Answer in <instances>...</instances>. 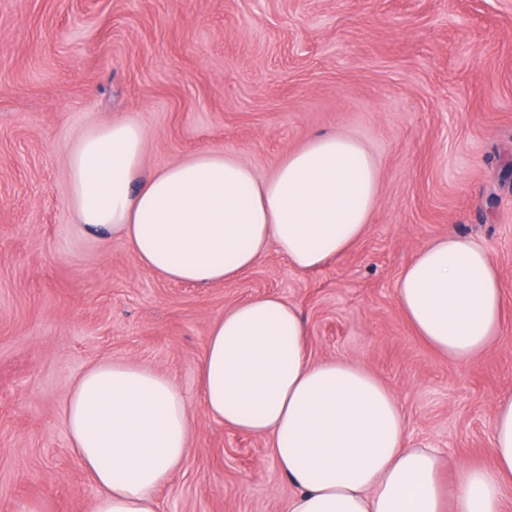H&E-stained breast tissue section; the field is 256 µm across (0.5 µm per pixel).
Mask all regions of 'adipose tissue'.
I'll return each instance as SVG.
<instances>
[{"mask_svg": "<svg viewBox=\"0 0 512 512\" xmlns=\"http://www.w3.org/2000/svg\"><path fill=\"white\" fill-rule=\"evenodd\" d=\"M144 129L133 121L86 131L70 148L78 223L124 240L173 283L236 279L268 251L319 269L349 251L373 220L374 159L356 140L319 135L259 177L207 150L142 176ZM399 308L438 353L469 364L502 331L500 270L488 247L451 233L422 246L397 283ZM297 310L257 296L212 324L200 362L207 417L267 438L298 492L286 512H501L512 491V395L497 403L489 460L460 463L409 446L393 393L360 364L311 360ZM62 420L97 489L90 512H157V492L183 464L189 402L159 371L103 361L74 383Z\"/></svg>", "mask_w": 512, "mask_h": 512, "instance_id": "adipose-tissue-1", "label": "adipose tissue"}]
</instances>
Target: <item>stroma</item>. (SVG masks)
I'll return each mask as SVG.
<instances>
[{"label": "stroma", "instance_id": "35a3bbf8", "mask_svg": "<svg viewBox=\"0 0 512 512\" xmlns=\"http://www.w3.org/2000/svg\"><path fill=\"white\" fill-rule=\"evenodd\" d=\"M122 120L144 128L149 172L215 149L265 176L310 137L351 136L378 163L374 218L312 272L272 251L221 285L166 281L69 206V148ZM451 232L490 247L505 299L494 348L467 365L396 300L418 249ZM261 295L298 309L312 360L391 390L410 445L487 460L512 394V0H0V512H90L62 409L108 359L191 402L159 512H285L295 489L268 441L200 403L212 321Z\"/></svg>", "mask_w": 512, "mask_h": 512}]
</instances>
